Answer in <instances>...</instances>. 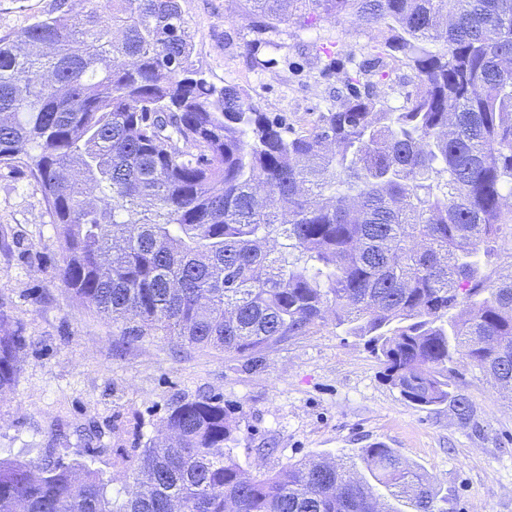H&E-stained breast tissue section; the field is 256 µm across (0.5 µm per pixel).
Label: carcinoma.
<instances>
[{
	"label": "carcinoma",
	"instance_id": "cac0c4a2",
	"mask_svg": "<svg viewBox=\"0 0 512 512\" xmlns=\"http://www.w3.org/2000/svg\"><path fill=\"white\" fill-rule=\"evenodd\" d=\"M243 2L260 32L294 16L387 29L414 92L392 106L359 89L378 56L298 133L202 77L181 0L60 7L0 38V165L40 184L59 280L133 332L228 354L331 323L405 400L467 423L455 356L512 388V0ZM22 345L0 311V397ZM163 426L174 438L136 458L148 492L111 497L99 471L30 448L0 457V512H444L384 444L360 449L366 477L317 456L259 479L223 404H179Z\"/></svg>",
	"mask_w": 512,
	"mask_h": 512
}]
</instances>
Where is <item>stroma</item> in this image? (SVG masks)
<instances>
[{"instance_id":"1","label":"stroma","mask_w":512,"mask_h":512,"mask_svg":"<svg viewBox=\"0 0 512 512\" xmlns=\"http://www.w3.org/2000/svg\"><path fill=\"white\" fill-rule=\"evenodd\" d=\"M62 3L78 12L104 0H0V38ZM181 5L207 81L239 86L296 130L331 107L345 74L385 38L323 18L261 34L241 0ZM256 40L263 69L246 52ZM61 259L40 184L27 168L1 165L0 310L25 339L15 386L0 397L1 456L58 449L98 470L114 495L134 478L122 456L156 438L176 404L209 397L233 417V453L254 476L382 442L431 478L444 512H512V399L468 359L456 358L450 374L472 406L464 424L445 405L417 410L384 381L361 339L331 326L284 338L257 364L159 330L125 334L59 281ZM88 428L96 439L80 438Z\"/></svg>"}]
</instances>
